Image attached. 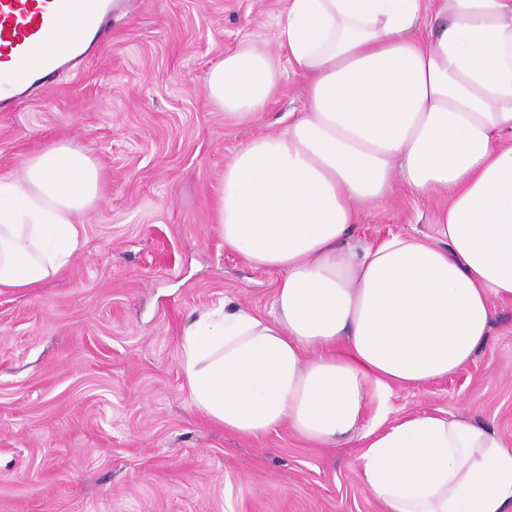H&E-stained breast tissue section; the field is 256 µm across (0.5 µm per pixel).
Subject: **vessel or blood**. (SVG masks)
Instances as JSON below:
<instances>
[{
	"instance_id": "vessel-or-blood-1",
	"label": "vessel or blood",
	"mask_w": 512,
	"mask_h": 512,
	"mask_svg": "<svg viewBox=\"0 0 512 512\" xmlns=\"http://www.w3.org/2000/svg\"><path fill=\"white\" fill-rule=\"evenodd\" d=\"M114 9L113 0H0V60L24 65L11 96L0 100V112L34 92L49 93L59 68L86 57L82 46L62 36L61 20L84 28L97 44Z\"/></svg>"
}]
</instances>
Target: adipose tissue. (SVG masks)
I'll use <instances>...</instances> for the list:
<instances>
[{"instance_id": "1", "label": "adipose tissue", "mask_w": 512, "mask_h": 512, "mask_svg": "<svg viewBox=\"0 0 512 512\" xmlns=\"http://www.w3.org/2000/svg\"><path fill=\"white\" fill-rule=\"evenodd\" d=\"M278 26L308 109L235 152L214 222L279 281L265 314L222 303L184 328L192 403L243 437L286 425L324 448L364 440L382 512H512L511 443L446 412L387 419L394 388L467 365L495 300L512 298V0H437L429 21L423 0H287ZM276 69L244 46L210 69L208 96L253 117ZM21 167L0 179V289L65 268L104 191L99 165L64 142ZM400 185L447 196L432 240L355 242L357 204Z\"/></svg>"}]
</instances>
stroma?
Here are the masks:
<instances>
[{
	"label": "stroma",
	"mask_w": 512,
	"mask_h": 512,
	"mask_svg": "<svg viewBox=\"0 0 512 512\" xmlns=\"http://www.w3.org/2000/svg\"><path fill=\"white\" fill-rule=\"evenodd\" d=\"M286 0H127L112 37L48 95L0 112V178L53 142L87 149L106 191L69 265L0 291V512H379L357 458L283 427L260 439L211 423L181 367L191 314L218 301L266 313L274 274L248 266L211 222L224 166L302 112L306 81L280 62L265 112L234 119L208 70L250 44L279 54ZM398 190L358 205L376 245L429 233L439 206ZM445 410L512 443V300L456 374L395 388L389 419Z\"/></svg>",
	"instance_id": "obj_1"
}]
</instances>
